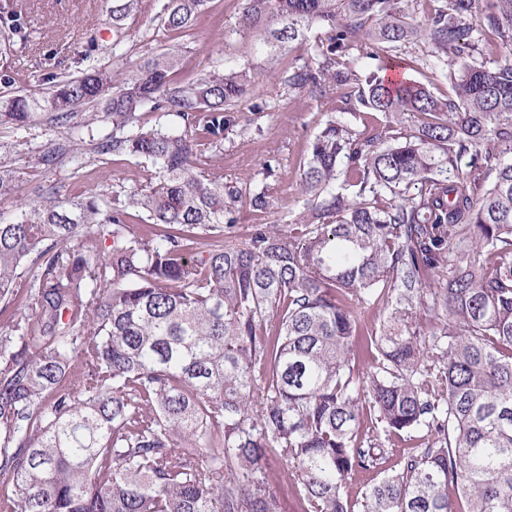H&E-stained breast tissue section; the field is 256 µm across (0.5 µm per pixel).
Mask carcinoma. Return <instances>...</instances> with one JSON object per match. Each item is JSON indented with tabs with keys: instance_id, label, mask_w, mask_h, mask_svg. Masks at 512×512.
I'll list each match as a JSON object with an SVG mask.
<instances>
[{
	"instance_id": "carcinoma-1",
	"label": "carcinoma",
	"mask_w": 512,
	"mask_h": 512,
	"mask_svg": "<svg viewBox=\"0 0 512 512\" xmlns=\"http://www.w3.org/2000/svg\"><path fill=\"white\" fill-rule=\"evenodd\" d=\"M209 2L150 6L183 37ZM242 2L239 35L260 34L268 64L303 46L276 71L288 92L386 123L327 120L300 167L304 208L241 242L239 207L269 210L274 172L264 161L247 190L217 165L250 68L184 82L178 48L133 66L142 0H114L111 69L88 52L41 97L0 72V126L68 134L43 168L143 163L108 197L51 185L0 211V512H278L270 453L301 512H512V61L493 59L512 55V0H432L421 25L410 0ZM0 33L28 41L17 11ZM422 40L452 94L386 79ZM86 107L112 136L79 148ZM14 181L0 165V198ZM379 304L377 334L359 309Z\"/></svg>"
}]
</instances>
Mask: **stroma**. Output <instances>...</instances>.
<instances>
[{
  "label": "stroma",
  "mask_w": 512,
  "mask_h": 512,
  "mask_svg": "<svg viewBox=\"0 0 512 512\" xmlns=\"http://www.w3.org/2000/svg\"><path fill=\"white\" fill-rule=\"evenodd\" d=\"M13 6L30 24L27 45H13L8 55H0L4 65L16 74L19 88H38L42 74L54 71L81 75V58L98 45L95 57L108 66L112 55L110 9L112 0H0V6ZM241 0H211L201 14L193 34L182 45L180 76L191 79L215 66L241 65L252 69V92L239 110L249 120L248 129L231 131L224 141L222 167L225 180L258 188L262 179L260 165L273 160L275 171L273 204L268 212L255 213L242 208L235 229L237 239H244L251 225L288 219L304 201L299 184V165L309 141L338 108L336 99L312 100L288 93L279 84L262 58L256 57L253 38H241L236 31ZM63 133L41 126L28 137H20L10 128H0V163L19 167L11 195L0 200V210L9 212L33 203L37 184H55L60 195L73 198L88 192H109L114 178L132 177L139 169L138 159L124 155L91 157L77 174L63 168L44 171L37 165L40 151L63 140Z\"/></svg>",
  "instance_id": "35a3bbf8"
}]
</instances>
